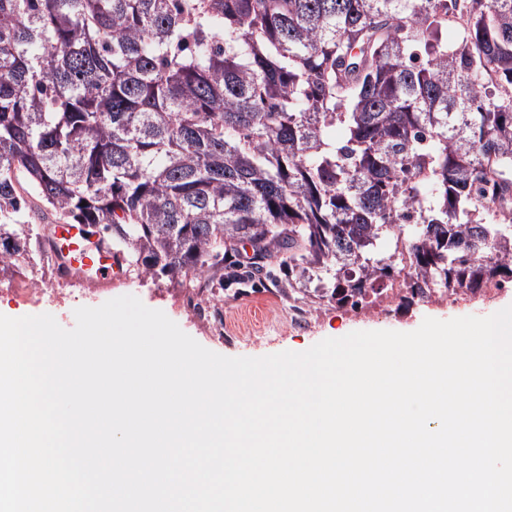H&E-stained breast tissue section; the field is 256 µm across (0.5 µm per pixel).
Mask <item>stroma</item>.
Wrapping results in <instances>:
<instances>
[{"instance_id":"obj_1","label":"stroma","mask_w":512,"mask_h":512,"mask_svg":"<svg viewBox=\"0 0 512 512\" xmlns=\"http://www.w3.org/2000/svg\"><path fill=\"white\" fill-rule=\"evenodd\" d=\"M133 295L151 309L163 311L183 332L205 348L228 357H262L282 351L302 352L326 338H340L354 331L411 332L430 317L449 320L469 315L488 316L512 305V288L493 298L451 305L431 299L408 309L374 308L357 315L336 304L300 302L289 298L283 270L270 266L255 271L225 268L223 289L213 290L210 302L224 307V335L213 336L198 322L184 302L182 289L167 279L123 278L102 291L44 289L40 269L0 278V314L9 317L51 314L59 325H75L74 311L97 307L106 301Z\"/></svg>"}]
</instances>
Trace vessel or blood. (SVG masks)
Instances as JSON below:
<instances>
[{"instance_id": "b4317fda", "label": "vessel or blood", "mask_w": 512, "mask_h": 512, "mask_svg": "<svg viewBox=\"0 0 512 512\" xmlns=\"http://www.w3.org/2000/svg\"><path fill=\"white\" fill-rule=\"evenodd\" d=\"M58 258L64 267L89 273V282L98 288H109L121 278L124 260L111 244L92 226L62 223L50 230Z\"/></svg>"}]
</instances>
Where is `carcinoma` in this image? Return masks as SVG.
Returning a JSON list of instances; mask_svg holds the SVG:
<instances>
[{
  "label": "carcinoma",
  "instance_id": "1",
  "mask_svg": "<svg viewBox=\"0 0 512 512\" xmlns=\"http://www.w3.org/2000/svg\"><path fill=\"white\" fill-rule=\"evenodd\" d=\"M511 184L512 0H0V275L50 215L138 277L483 300Z\"/></svg>",
  "mask_w": 512,
  "mask_h": 512
}]
</instances>
